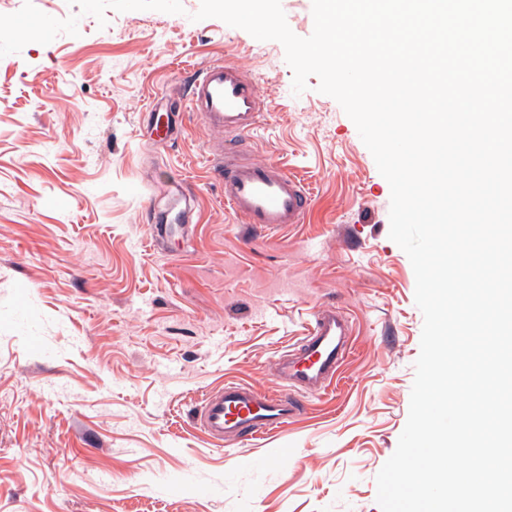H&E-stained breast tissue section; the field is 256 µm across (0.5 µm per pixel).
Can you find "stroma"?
<instances>
[{
  "instance_id": "obj_1",
  "label": "stroma",
  "mask_w": 512,
  "mask_h": 512,
  "mask_svg": "<svg viewBox=\"0 0 512 512\" xmlns=\"http://www.w3.org/2000/svg\"><path fill=\"white\" fill-rule=\"evenodd\" d=\"M200 4L0 0V512H381L423 327L390 185L317 77L293 94L281 43ZM219 57L270 101L255 157L309 185L305 223L226 215L195 120L143 141L152 100ZM164 178L201 219L157 252L139 217ZM330 303L353 322L338 385L279 432L210 440L203 396L281 392L273 360Z\"/></svg>"
}]
</instances>
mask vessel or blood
Masks as SVG:
<instances>
[{
  "instance_id": "1",
  "label": "vessel or blood",
  "mask_w": 512,
  "mask_h": 512,
  "mask_svg": "<svg viewBox=\"0 0 512 512\" xmlns=\"http://www.w3.org/2000/svg\"><path fill=\"white\" fill-rule=\"evenodd\" d=\"M184 100L181 113L170 108L162 114L147 112L156 139H177L185 112H193L205 129L220 136L219 141L206 142L204 152L207 178L222 187L225 210L257 231L303 223L313 201L303 180L289 174L279 160L258 161L243 155L244 147L254 143L269 110L256 80L234 62L215 61L191 70ZM155 195L177 198L181 204L172 217L145 202L144 215L152 230L150 244L156 248L171 233L172 219H191L195 196L187 183L167 181L156 183ZM352 331L345 308L320 307L305 336L274 361L284 392L273 395L248 384L227 382L197 406V425L213 440L232 444L283 429L301 409L297 394L315 396L340 380L351 352Z\"/></svg>"
}]
</instances>
